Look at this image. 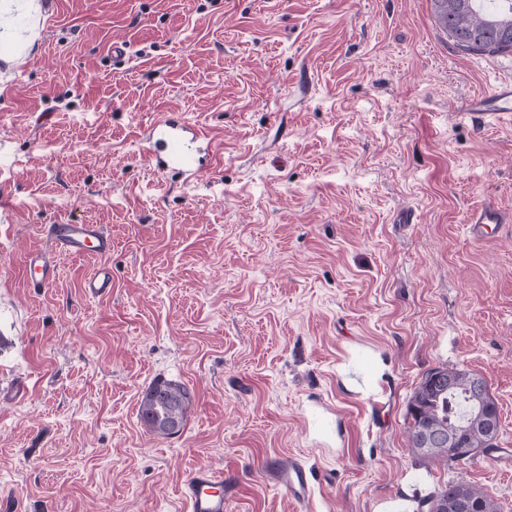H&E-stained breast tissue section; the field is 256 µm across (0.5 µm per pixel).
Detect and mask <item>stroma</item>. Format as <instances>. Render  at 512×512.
<instances>
[{
  "label": "stroma",
  "mask_w": 512,
  "mask_h": 512,
  "mask_svg": "<svg viewBox=\"0 0 512 512\" xmlns=\"http://www.w3.org/2000/svg\"><path fill=\"white\" fill-rule=\"evenodd\" d=\"M9 1L0 512H187L199 467L226 512H416L451 481L512 512V223L482 243L464 224L512 212V125L463 115L512 52H459L431 0H43L31 25ZM171 111L213 140L200 180L148 163L140 130ZM70 223L111 255L29 288L26 254ZM103 263L111 295L85 298ZM435 367L487 381L493 450L411 451ZM158 379L194 395L169 438L138 415ZM294 461L300 504L274 480ZM465 224L473 240L483 241L487 237L490 225L507 224V216L498 206L488 203L471 210L466 216Z\"/></svg>",
  "instance_id": "obj_1"
}]
</instances>
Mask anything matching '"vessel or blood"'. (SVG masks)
<instances>
[{
	"label": "vessel or blood",
	"instance_id": "b4317fda",
	"mask_svg": "<svg viewBox=\"0 0 512 512\" xmlns=\"http://www.w3.org/2000/svg\"><path fill=\"white\" fill-rule=\"evenodd\" d=\"M469 117L479 124L512 122V83L497 86L490 95L475 98ZM152 165L162 172H172L184 180H200L208 171L207 156L212 141L199 126L184 116H168L147 126L142 138ZM505 213L494 204L471 210L465 219L470 237L485 240L490 226L506 223ZM46 235L51 250L29 251L24 260L27 284L43 289L56 279V258L60 255L82 256L93 253L101 257L112 252V238L99 224H52ZM85 297L101 298L112 292V270L100 265L81 284ZM276 480L289 498L303 502L310 493V474L297 463L280 471ZM188 512H225L224 475L208 468L192 471L184 485Z\"/></svg>",
	"mask_w": 512,
	"mask_h": 512
}]
</instances>
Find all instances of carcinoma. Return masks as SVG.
<instances>
[{"instance_id": "carcinoma-1", "label": "carcinoma", "mask_w": 512, "mask_h": 512, "mask_svg": "<svg viewBox=\"0 0 512 512\" xmlns=\"http://www.w3.org/2000/svg\"><path fill=\"white\" fill-rule=\"evenodd\" d=\"M433 15L448 40L466 54L492 55L512 51V0H432ZM454 380L451 388H416L407 409L408 442L418 455L443 461H469L480 452L494 448L495 437L484 429L481 415L489 410L498 412L495 399L473 392L471 373L456 368H444ZM193 395L185 385L158 379L146 391L139 406V417L147 429L156 435H173L171 427L182 431ZM426 426L434 434L460 433L451 447L440 443L421 446L417 429ZM475 506V512H498L494 501L476 486L450 482L419 504V512H453L458 505Z\"/></svg>"}]
</instances>
